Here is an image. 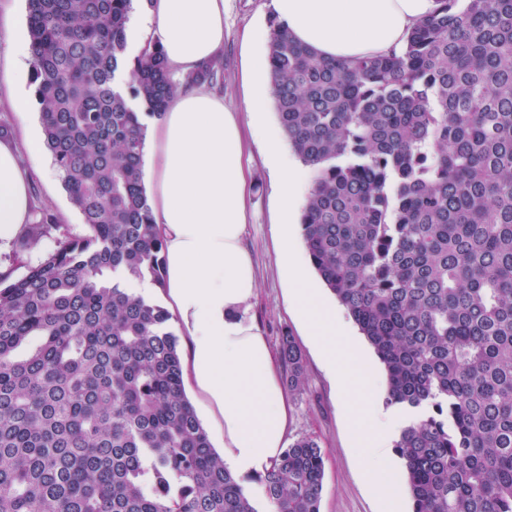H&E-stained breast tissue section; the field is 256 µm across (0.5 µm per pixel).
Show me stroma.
Returning <instances> with one entry per match:
<instances>
[{"instance_id":"35a3bbf8","label":"stroma","mask_w":512,"mask_h":512,"mask_svg":"<svg viewBox=\"0 0 512 512\" xmlns=\"http://www.w3.org/2000/svg\"><path fill=\"white\" fill-rule=\"evenodd\" d=\"M277 18L272 0H227L222 54L224 83L220 92L225 103L237 111L245 109L240 34L248 26L270 29ZM28 167L36 172L31 187L33 214L50 211L68 225L71 234H84L82 217L72 205L50 154L42 153L37 160L29 162ZM276 183L274 172L263 164H255L247 242L258 273L253 313L272 342H279L282 333H290L303 355L304 386L300 392L288 396L293 410L288 437L293 440L303 435L314 436L325 450L321 512H383L381 499L362 474L349 424L322 367L320 355L307 342L303 326L290 314L288 282L279 266L273 242L278 208ZM55 246L51 238L42 239L35 246L15 240L0 249V267L9 269L12 277H19Z\"/></svg>"}]
</instances>
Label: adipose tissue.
<instances>
[{
	"mask_svg": "<svg viewBox=\"0 0 512 512\" xmlns=\"http://www.w3.org/2000/svg\"><path fill=\"white\" fill-rule=\"evenodd\" d=\"M436 0H274L289 35L328 59L352 60L400 49L411 29L435 10ZM129 28L163 50L173 77L183 78L224 50V0H134ZM0 84L26 76L29 43L0 28ZM245 112L199 85L184 88L151 124L145 177L163 242L168 309L186 338L183 380L196 394L222 439L225 466L237 476L264 473L286 446L293 414L277 360L251 313L258 280L246 245L252 189L247 139L262 140L278 181L277 256L287 276L293 310L324 367L340 384L341 403L356 448L367 460L364 476L383 493L385 512H397L386 448L408 417L390 410L370 428L363 419L377 401L368 358L343 333L297 250L291 227L311 184L278 131L266 121L268 87L246 63ZM43 140L0 138V245L10 244L30 221L31 179L23 157H37Z\"/></svg>",
	"mask_w": 512,
	"mask_h": 512,
	"instance_id": "adipose-tissue-1",
	"label": "adipose tissue"
}]
</instances>
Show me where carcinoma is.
I'll list each match as a JSON object with an SVG mask.
<instances>
[{"instance_id": "carcinoma-1", "label": "carcinoma", "mask_w": 512, "mask_h": 512, "mask_svg": "<svg viewBox=\"0 0 512 512\" xmlns=\"http://www.w3.org/2000/svg\"><path fill=\"white\" fill-rule=\"evenodd\" d=\"M43 143L86 233L0 275V512H258L185 394L143 181L144 117L177 84L132 0H27ZM404 46L325 60L273 24L272 95L316 172L300 216L318 275L374 349L412 512H512V0H437ZM220 59L185 85H218ZM284 385L304 383L281 336ZM301 436L259 475L274 512H320Z\"/></svg>"}]
</instances>
